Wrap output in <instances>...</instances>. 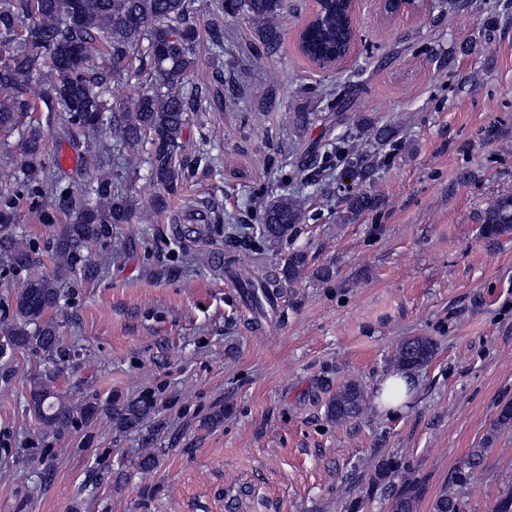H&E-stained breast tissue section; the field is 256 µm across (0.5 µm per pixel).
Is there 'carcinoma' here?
Instances as JSON below:
<instances>
[{
    "label": "carcinoma",
    "mask_w": 512,
    "mask_h": 512,
    "mask_svg": "<svg viewBox=\"0 0 512 512\" xmlns=\"http://www.w3.org/2000/svg\"><path fill=\"white\" fill-rule=\"evenodd\" d=\"M191 0H0V130L21 133L22 173L20 188L0 197V266L13 274L26 273L15 292L13 322L4 325L0 351L58 353L66 312L59 304L62 284L80 276L90 278L99 263L91 259V247L110 245V229L133 217L126 197L113 190L112 174L103 173L76 197L68 187L49 180L45 135L31 119L37 102L58 113L72 139L83 136L100 140L109 133L119 135L125 149L150 144L151 176L166 191L173 192L185 177L183 131L198 111L201 93L188 88L187 77L195 64L196 25L190 20ZM249 17L262 42L273 44L280 37L278 21L286 0H244ZM319 38L330 44L344 37L340 28L338 0H327ZM140 60L151 62V74L159 87L133 98L116 112L109 101L110 78L130 70L133 50ZM51 95L45 96V80ZM28 201L44 224H53L60 212L72 214L51 243L52 273L37 274L36 251L14 224L20 202ZM303 217L300 199L282 194L263 207L258 237L270 242L288 238ZM512 231V193L501 195L486 212L482 234L496 238ZM307 255L294 251L274 274L239 278L250 309L261 313L272 303L271 291L298 282L307 272ZM435 342L425 336L403 340L395 349L397 370L411 372L430 361ZM29 411L43 429L57 432L73 424L75 415L90 420L104 415L119 433L141 430L155 411L148 395L122 399L97 397L74 406L50 383L36 378L30 383ZM369 396L358 380L343 383L328 401L326 416L337 423L358 418L368 409ZM486 453L474 449L451 477V488H443L433 512H463L456 488L468 484ZM400 484L390 512H417L425 495L423 480L402 472L392 458L377 460L372 485Z\"/></svg>",
    "instance_id": "obj_1"
}]
</instances>
